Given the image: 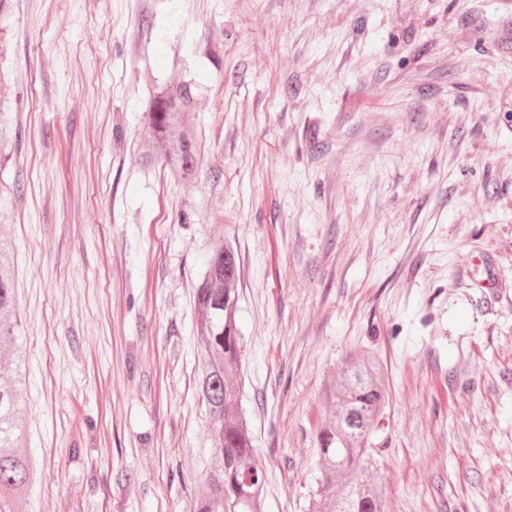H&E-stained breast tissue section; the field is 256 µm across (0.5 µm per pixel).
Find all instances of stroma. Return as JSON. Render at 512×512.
Instances as JSON below:
<instances>
[{
    "mask_svg": "<svg viewBox=\"0 0 512 512\" xmlns=\"http://www.w3.org/2000/svg\"><path fill=\"white\" fill-rule=\"evenodd\" d=\"M0 39L25 512H193L218 238L263 512H313L323 389L365 351L389 512H512V0H13ZM177 61L200 86L190 184L137 161Z\"/></svg>",
    "mask_w": 512,
    "mask_h": 512,
    "instance_id": "stroma-1",
    "label": "stroma"
}]
</instances>
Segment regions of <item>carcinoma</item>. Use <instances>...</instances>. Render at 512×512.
Masks as SVG:
<instances>
[{
    "mask_svg": "<svg viewBox=\"0 0 512 512\" xmlns=\"http://www.w3.org/2000/svg\"><path fill=\"white\" fill-rule=\"evenodd\" d=\"M147 120L140 141L150 147L140 159L159 158L172 175L196 179L200 154L184 129L183 113L197 100V85L178 77L164 87L147 90ZM12 127L0 112V170H6ZM24 190L20 172L0 176V221ZM11 241L0 237V512H19L21 497L32 476V461L22 449L21 425L26 374L14 346L20 328ZM238 268L232 247L222 239L209 250L195 290L199 325L202 392L209 409L212 466L196 512H262L264 474L256 468V448L241 410L240 374L244 336L236 320ZM330 410L317 432L320 476L316 512H387L388 486L374 457L373 438L381 430L390 393L375 358L365 354L346 361L336 382L326 387Z\"/></svg>",
    "mask_w": 512,
    "mask_h": 512,
    "instance_id": "1",
    "label": "carcinoma"
}]
</instances>
